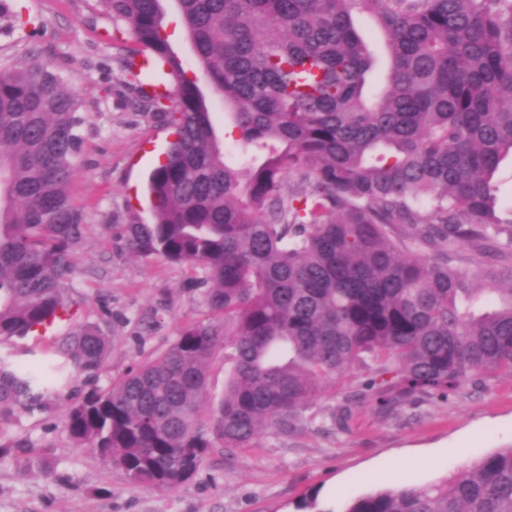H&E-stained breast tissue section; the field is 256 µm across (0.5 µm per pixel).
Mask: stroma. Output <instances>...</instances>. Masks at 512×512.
Wrapping results in <instances>:
<instances>
[{
  "label": "stroma",
  "mask_w": 512,
  "mask_h": 512,
  "mask_svg": "<svg viewBox=\"0 0 512 512\" xmlns=\"http://www.w3.org/2000/svg\"><path fill=\"white\" fill-rule=\"evenodd\" d=\"M19 14L0 32V66L50 61L76 82L84 102L82 139L67 192L81 215L67 283L78 319L112 338L97 384L167 350L179 328L204 321L205 272L186 263L137 258L126 225L152 223L151 172L173 139L161 118L142 112L120 62L134 44L116 32L97 0H8ZM361 381L352 367L319 393L310 429L271 432L245 448L210 449L195 475L172 490L132 482L91 448L77 446L67 402L22 416L0 443V512H299L316 495L320 512H341L361 494L419 488L512 445V376L463 383L445 401H423L383 419L371 408L339 433L330 415Z\"/></svg>",
  "instance_id": "35a3bbf8"
}]
</instances>
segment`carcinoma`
<instances>
[{
	"mask_svg": "<svg viewBox=\"0 0 512 512\" xmlns=\"http://www.w3.org/2000/svg\"><path fill=\"white\" fill-rule=\"evenodd\" d=\"M136 44L122 61L143 112L175 136L149 178L153 223L126 225L139 257L206 272L210 322L105 390L70 403L65 428L135 483L171 490L221 442L303 428L312 400L370 357L336 409L383 417L512 373V218L494 177L512 155V0H177L197 65L231 107L228 160L207 96L170 51L161 0H98ZM385 41V87L356 26ZM160 70L167 94L145 89ZM82 102L47 61L0 67V339L73 321L32 367L0 352V437L77 378L96 379L112 340L74 319L66 281L82 232L65 188ZM224 350V395L203 421L207 366ZM341 512H512V446L421 488L381 489Z\"/></svg>",
	"mask_w": 512,
	"mask_h": 512,
	"instance_id": "1",
	"label": "carcinoma"
}]
</instances>
